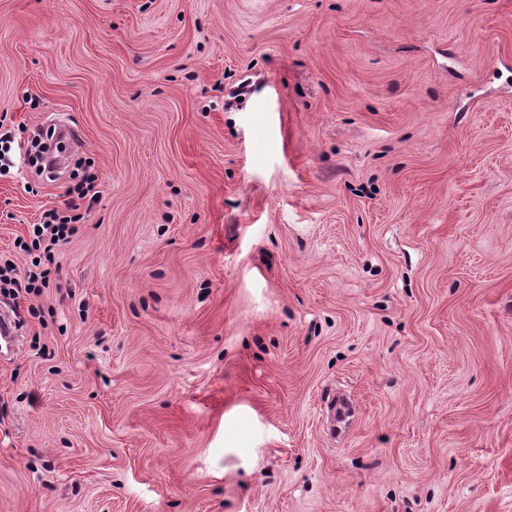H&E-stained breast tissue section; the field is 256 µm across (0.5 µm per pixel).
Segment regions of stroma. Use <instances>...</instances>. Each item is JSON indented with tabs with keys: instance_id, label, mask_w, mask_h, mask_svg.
<instances>
[{
	"instance_id": "stroma-1",
	"label": "stroma",
	"mask_w": 512,
	"mask_h": 512,
	"mask_svg": "<svg viewBox=\"0 0 512 512\" xmlns=\"http://www.w3.org/2000/svg\"><path fill=\"white\" fill-rule=\"evenodd\" d=\"M1 133L0 512H512V0H0ZM74 222L71 216L68 219L55 210H49L44 212L42 222L34 225L35 238L32 246L37 250L43 246L45 260L48 263L52 261L55 247L67 243L72 231L70 224ZM33 268H28L24 276L18 277L17 266L12 261H5L3 267L0 265V291L18 293L22 288L26 293H39L42 288L50 284L51 270L44 268V261L39 258L38 263L32 262ZM3 285V287H2Z\"/></svg>"
}]
</instances>
